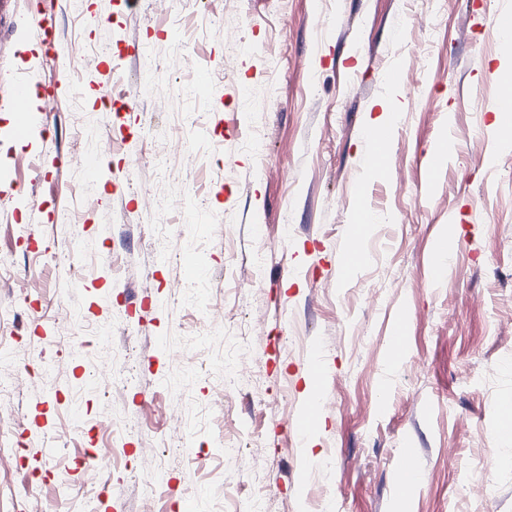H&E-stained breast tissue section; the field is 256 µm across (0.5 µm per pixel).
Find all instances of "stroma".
Returning <instances> with one entry per match:
<instances>
[{"label": "stroma", "instance_id": "stroma-1", "mask_svg": "<svg viewBox=\"0 0 512 512\" xmlns=\"http://www.w3.org/2000/svg\"><path fill=\"white\" fill-rule=\"evenodd\" d=\"M507 10H1L0 403L13 417L0 453L24 464L0 479V512H30L35 486L47 512H138L146 498L158 512H512V440L497 432L512 406V150L481 106L512 72L486 24ZM41 11L50 45L25 29ZM131 43L138 55L123 54ZM23 75L38 92L24 116ZM391 102L390 163L370 173L365 127ZM442 141L449 161L431 180ZM96 150L107 160L91 181ZM362 207L381 221L344 276ZM450 234L459 249L435 270ZM32 275L44 287L27 300L5 286ZM314 345L326 395L307 443L291 422ZM146 399L161 408L149 420ZM111 442L122 453L103 496L73 461ZM406 442L423 479L400 493Z\"/></svg>", "mask_w": 512, "mask_h": 512}]
</instances>
